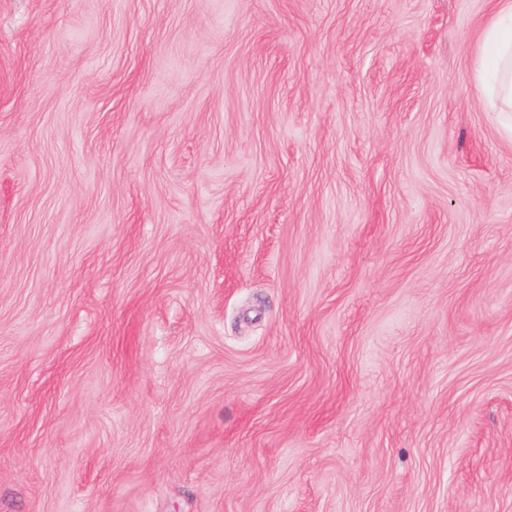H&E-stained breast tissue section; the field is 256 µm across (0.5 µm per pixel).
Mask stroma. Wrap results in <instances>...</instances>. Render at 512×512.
Segmentation results:
<instances>
[{"mask_svg": "<svg viewBox=\"0 0 512 512\" xmlns=\"http://www.w3.org/2000/svg\"><path fill=\"white\" fill-rule=\"evenodd\" d=\"M497 0H0V512H512ZM480 70L488 112H512V2L506 1L488 24Z\"/></svg>", "mask_w": 512, "mask_h": 512, "instance_id": "stroma-1", "label": "stroma"}]
</instances>
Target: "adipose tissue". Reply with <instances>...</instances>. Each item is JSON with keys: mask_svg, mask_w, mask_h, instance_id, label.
Wrapping results in <instances>:
<instances>
[{"mask_svg": "<svg viewBox=\"0 0 512 512\" xmlns=\"http://www.w3.org/2000/svg\"><path fill=\"white\" fill-rule=\"evenodd\" d=\"M480 70L488 111L512 112V0H504L485 30Z\"/></svg>", "mask_w": 512, "mask_h": 512, "instance_id": "1", "label": "adipose tissue"}]
</instances>
